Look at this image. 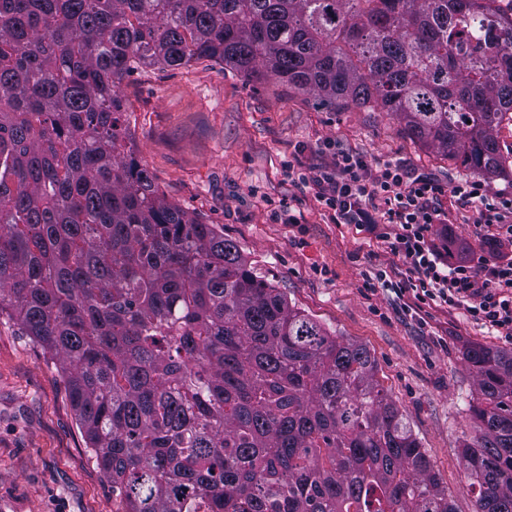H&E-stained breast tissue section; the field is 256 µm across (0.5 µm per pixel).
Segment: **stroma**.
<instances>
[{"instance_id":"1","label":"stroma","mask_w":512,"mask_h":512,"mask_svg":"<svg viewBox=\"0 0 512 512\" xmlns=\"http://www.w3.org/2000/svg\"><path fill=\"white\" fill-rule=\"evenodd\" d=\"M137 159L161 192L207 224L223 226L254 270L325 328L364 345L384 388L448 488L454 512H474L461 459L477 397L467 344L512 353V337L460 309L415 303L376 233L335 224L296 175L329 161L333 149L374 165L399 162L434 175L444 188L476 180L471 169L406 135L390 112H330L287 83H250L223 64L201 60L144 68L117 88ZM289 202L297 223L280 220ZM433 227L442 259L480 252L466 217L449 205ZM391 285L368 288L377 269ZM112 482L91 459L51 354L10 323H0V512H125Z\"/></svg>"}]
</instances>
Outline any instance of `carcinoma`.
<instances>
[{
	"mask_svg": "<svg viewBox=\"0 0 512 512\" xmlns=\"http://www.w3.org/2000/svg\"><path fill=\"white\" fill-rule=\"evenodd\" d=\"M490 2L0 0V318L56 361L126 512H453L369 350L159 191L115 88L215 59L493 179L512 20ZM464 357L475 512H512V354Z\"/></svg>",
	"mask_w": 512,
	"mask_h": 512,
	"instance_id": "1",
	"label": "carcinoma"
}]
</instances>
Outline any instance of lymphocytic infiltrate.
Segmentation results:
<instances>
[{"instance_id":"1","label":"lymphocytic infiltrate","mask_w":512,"mask_h":512,"mask_svg":"<svg viewBox=\"0 0 512 512\" xmlns=\"http://www.w3.org/2000/svg\"><path fill=\"white\" fill-rule=\"evenodd\" d=\"M331 210L337 224L388 226L383 240L405 269L398 287L418 302L433 301L464 310L467 317L512 336V198L488 194L478 182L455 185L450 192L460 206H474V235L492 247L450 267L431 238L433 225L447 223L438 180L403 164L373 168L365 156L335 151L330 165L301 175Z\"/></svg>"}]
</instances>
